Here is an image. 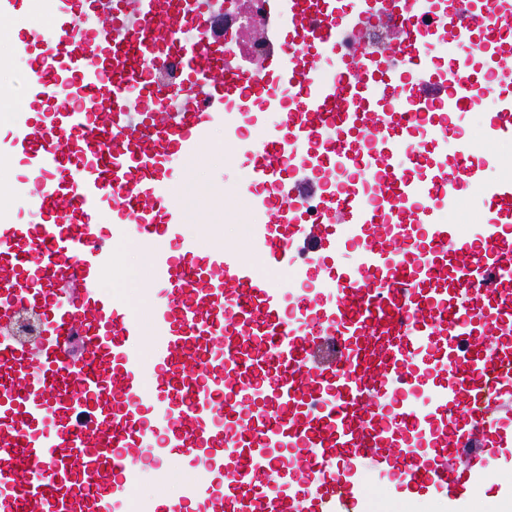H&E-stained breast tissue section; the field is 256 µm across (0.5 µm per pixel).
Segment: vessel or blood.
<instances>
[{"label":"vessel or blood","instance_id":"obj_1","mask_svg":"<svg viewBox=\"0 0 512 512\" xmlns=\"http://www.w3.org/2000/svg\"><path fill=\"white\" fill-rule=\"evenodd\" d=\"M220 2L127 0L119 18L112 0H61L18 42L25 94L46 110L20 112L0 146V162L25 159L22 201L40 218L0 224V512H134L141 463L172 454L205 476L150 512H359L360 465L393 496L467 512L491 468L512 467V179L485 181L449 118L512 73V0H449L453 57L431 70L412 56L430 72L415 82L363 52L324 78L318 50L347 0H276L272 20L289 18L310 50L264 65L294 98L251 160L254 184L276 193L271 223L252 227L257 265L230 244L199 249L177 213L158 219L171 157L237 121L226 101L261 91L249 72L225 76L220 39L182 49L177 110L139 66L163 63L173 26H206ZM145 25L155 42L136 41ZM485 134L512 140V96ZM450 138L451 158L438 148ZM464 184L489 201L468 234L430 201ZM109 236L148 260L153 336L122 289L100 286L117 259ZM352 248L360 263L340 261ZM22 305L44 317L30 343L11 332Z\"/></svg>","mask_w":512,"mask_h":512}]
</instances>
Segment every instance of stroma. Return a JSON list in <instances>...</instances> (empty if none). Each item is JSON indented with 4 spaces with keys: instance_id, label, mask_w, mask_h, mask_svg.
Here are the masks:
<instances>
[{
    "instance_id": "1",
    "label": "stroma",
    "mask_w": 512,
    "mask_h": 512,
    "mask_svg": "<svg viewBox=\"0 0 512 512\" xmlns=\"http://www.w3.org/2000/svg\"><path fill=\"white\" fill-rule=\"evenodd\" d=\"M0 57L8 61L7 67L0 69V98L24 105L22 88L29 76L27 59L13 47L0 52ZM194 159L199 166V182L193 186L189 207L181 205V196L188 186L184 170L189 160L183 156L173 159L174 181L165 199L166 207L181 208L184 224L194 227L189 237L200 248L233 243L245 260L256 261L257 256L250 246V228L264 223L266 216L250 207L248 188L251 179L247 158L236 142L225 135L223 124L218 122L211 129L206 147ZM199 477L198 467L174 455L162 477L141 474L134 487V497L144 507L153 499L178 494L183 484Z\"/></svg>"
}]
</instances>
